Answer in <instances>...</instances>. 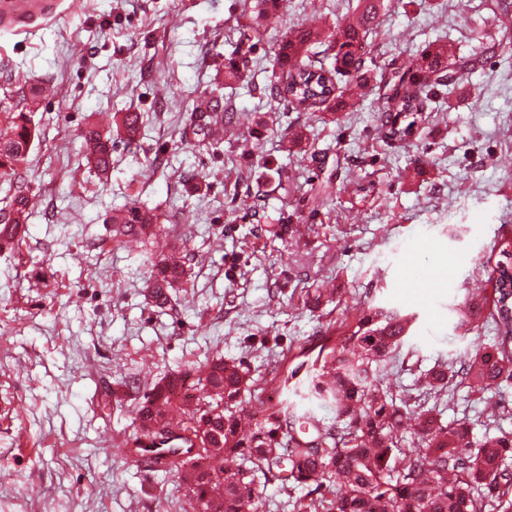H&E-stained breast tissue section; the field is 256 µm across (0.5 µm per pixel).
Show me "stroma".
Masks as SVG:
<instances>
[{
	"label": "stroma",
	"instance_id": "obj_1",
	"mask_svg": "<svg viewBox=\"0 0 512 512\" xmlns=\"http://www.w3.org/2000/svg\"><path fill=\"white\" fill-rule=\"evenodd\" d=\"M384 2L371 82L439 40L468 62L389 143L376 95L335 117L269 91L289 28L332 29L358 0H282L247 41L256 0H64L48 24L0 33V128L21 113L36 134L18 178L0 177V209L20 182L32 207L19 244L0 248V512H180L174 474L124 448L136 399L212 356L268 389L279 360L314 357L369 307L395 309L413 320L386 382L416 398L421 372L494 342L491 319L459 323L490 298L482 269L512 236V51L472 54L473 34L498 40L499 0ZM241 60L247 78L225 82ZM32 87L47 91L34 104ZM205 99L231 113L226 134L199 131ZM118 112L141 113L138 143L115 139L101 177L81 133ZM134 205L168 215L171 234L113 243L107 216ZM177 241L192 284L160 314L144 300L148 258ZM423 276L432 322L401 292ZM316 288L329 294L313 310ZM436 408L478 436L512 433V383L482 396L455 384Z\"/></svg>",
	"mask_w": 512,
	"mask_h": 512
}]
</instances>
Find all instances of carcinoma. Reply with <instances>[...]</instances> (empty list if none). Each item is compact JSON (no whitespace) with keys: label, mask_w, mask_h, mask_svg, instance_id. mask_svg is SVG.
I'll list each match as a JSON object with an SVG mask.
<instances>
[{"label":"carcinoma","mask_w":512,"mask_h":512,"mask_svg":"<svg viewBox=\"0 0 512 512\" xmlns=\"http://www.w3.org/2000/svg\"><path fill=\"white\" fill-rule=\"evenodd\" d=\"M383 0H359L349 16L325 35L302 24L288 33L278 47L277 62L286 80L275 78L273 96L308 111L322 107L346 112L356 106L354 96L337 92L335 76L354 82L359 95L367 87L368 35L380 25ZM501 46L512 44V11L497 15ZM332 52L334 72L315 65L312 49ZM466 63L456 59L453 44L437 41L418 54L408 70L379 87L384 136L401 135L396 127L405 112H424L432 89L455 85ZM206 134L224 130V113L206 104ZM140 115L124 112L116 126L132 144L140 128ZM87 162L104 174L112 165V135L96 126L82 131ZM35 133L21 118L10 135L0 139V175L15 177L33 145ZM28 192L19 189L0 220V238L11 244L21 236L29 215ZM162 215L131 206L112 213V240H144L168 235ZM189 254L172 247L152 264L146 286L147 303L159 312L172 307L173 291L188 282ZM492 285L497 340L476 347L455 367L439 363L423 373L425 395L440 399L454 383L487 393L512 381V239L499 243L498 260L488 269ZM412 318L395 310L374 307L361 314L341 336L340 346L322 357L309 380L311 395L336 410L343 430L334 433L303 423L288 405L271 407L255 420L245 440L240 437L244 393L258 391L243 364L219 356L206 364L197 379L194 403L174 412L170 394L184 375L166 376L150 387L136 408L139 428L161 440L177 430L180 446L196 453L170 464L186 489L185 512H264L255 476L279 481L283 490L291 484L335 486L332 498L302 502L296 512H512V438L505 435H473L467 422L448 424L436 408L396 402L379 375L383 364L397 359ZM416 421L417 440L412 449L402 447L401 428L407 416Z\"/></svg>","instance_id":"obj_1"}]
</instances>
